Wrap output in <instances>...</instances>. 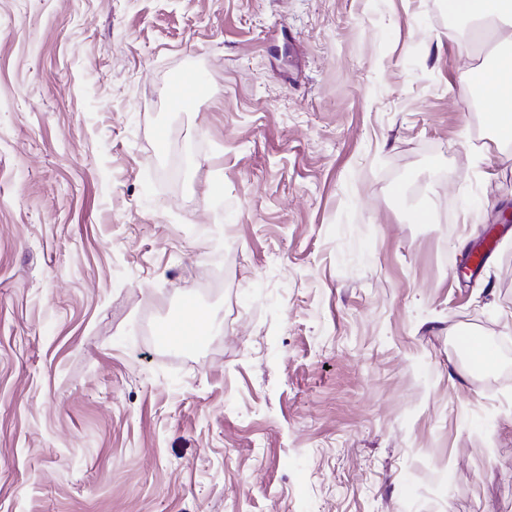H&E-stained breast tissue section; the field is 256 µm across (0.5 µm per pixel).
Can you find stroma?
<instances>
[{
	"label": "stroma",
	"mask_w": 512,
	"mask_h": 512,
	"mask_svg": "<svg viewBox=\"0 0 512 512\" xmlns=\"http://www.w3.org/2000/svg\"><path fill=\"white\" fill-rule=\"evenodd\" d=\"M449 30L0 0V512H512V146ZM187 302L202 340L158 347ZM202 93V85L197 75L193 72H186L179 75L174 81L172 89V101L179 103L188 97H197Z\"/></svg>",
	"instance_id": "1"
}]
</instances>
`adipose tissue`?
Listing matches in <instances>:
<instances>
[{"label": "adipose tissue", "mask_w": 512, "mask_h": 512, "mask_svg": "<svg viewBox=\"0 0 512 512\" xmlns=\"http://www.w3.org/2000/svg\"><path fill=\"white\" fill-rule=\"evenodd\" d=\"M450 18L473 22L468 40L459 42V54L469 58L487 30H494L508 52L495 68L464 67L460 77L468 85L481 86L483 101L495 116L491 141L495 147L512 144V0H444Z\"/></svg>", "instance_id": "1"}]
</instances>
